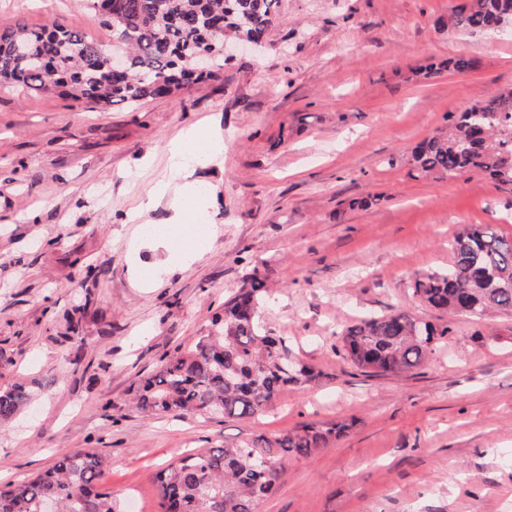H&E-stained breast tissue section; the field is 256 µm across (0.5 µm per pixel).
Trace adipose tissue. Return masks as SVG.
Masks as SVG:
<instances>
[{"mask_svg": "<svg viewBox=\"0 0 512 512\" xmlns=\"http://www.w3.org/2000/svg\"><path fill=\"white\" fill-rule=\"evenodd\" d=\"M224 148L223 138L210 130L198 127L187 130L182 138L172 145L169 152V174L179 179L182 194L172 203L173 215L168 224L148 236V245L177 252L182 260H193L197 255L196 240L210 237L216 232L215 225L199 227V215L207 213L211 195L200 192L191 175L194 166L211 161Z\"/></svg>", "mask_w": 512, "mask_h": 512, "instance_id": "1", "label": "adipose tissue"}]
</instances>
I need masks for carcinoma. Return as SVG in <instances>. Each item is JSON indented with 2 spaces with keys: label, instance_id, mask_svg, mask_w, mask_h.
Returning a JSON list of instances; mask_svg holds the SVG:
<instances>
[{
  "label": "carcinoma",
  "instance_id": "obj_1",
  "mask_svg": "<svg viewBox=\"0 0 512 512\" xmlns=\"http://www.w3.org/2000/svg\"><path fill=\"white\" fill-rule=\"evenodd\" d=\"M84 2L91 20L112 31V47L126 55L123 74H112L110 52L81 29L60 21L39 29L18 23L0 28V83L97 106L171 95L219 78L224 41L261 42L279 0ZM510 22L512 0H464L451 17V25L464 32H497ZM474 65L473 58L458 56L422 71L428 79L443 69L463 73ZM412 162L424 176L483 174L512 192V89L454 113L446 131L415 148ZM448 250V267L417 277L413 294L451 319L434 325L403 310L366 316L340 336L347 360L377 375L410 371L452 334L453 318L512 313V238L489 224H466ZM266 293L265 278L253 273L192 346L162 361L140 384L135 408L157 417L252 419L266 413L284 389L315 379L311 368L290 356L285 338L260 324ZM30 395L18 382L0 390V420L16 416ZM346 429L304 424L283 435L182 457L157 477L159 512H255L275 489L282 459L308 458ZM104 472L101 453L73 450L42 473L0 486V512H43L47 499L60 512H120L102 485Z\"/></svg>",
  "mask_w": 512,
  "mask_h": 512
}]
</instances>
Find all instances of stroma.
<instances>
[{"label": "stroma", "mask_w": 512, "mask_h": 512, "mask_svg": "<svg viewBox=\"0 0 512 512\" xmlns=\"http://www.w3.org/2000/svg\"><path fill=\"white\" fill-rule=\"evenodd\" d=\"M461 2L281 0L262 52L135 107L0 86V386L39 384L0 422V485L95 448L126 512H158L156 476L186 453L348 421L334 445L283 459L255 512H512V314L456 318L407 372L373 376L336 351L362 316L442 321L412 284L447 267L460 226L512 237L511 193L410 164L449 113L512 86V25L458 31L449 18ZM53 20L112 40L82 0H0V26ZM460 54L476 68L414 74ZM191 126L217 131L224 150L192 173L213 191L218 232L182 263L136 245L142 227L167 223L168 199L139 222L130 214ZM355 198L364 207L349 209ZM255 272L268 288L261 322L317 379L250 420L136 412L140 380L191 346Z\"/></svg>", "instance_id": "35a3bbf8"}]
</instances>
